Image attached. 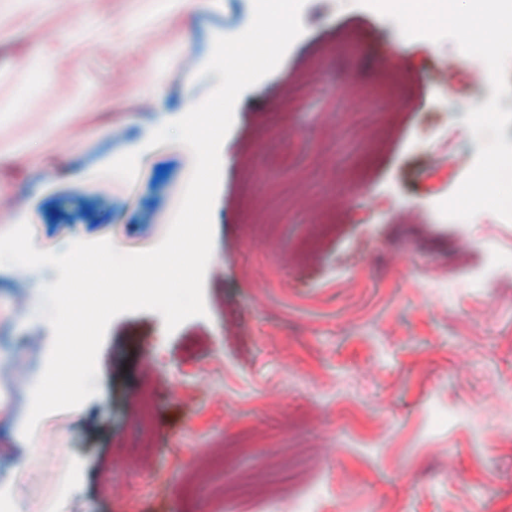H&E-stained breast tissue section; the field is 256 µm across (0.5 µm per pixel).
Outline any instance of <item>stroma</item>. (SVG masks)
Instances as JSON below:
<instances>
[{
	"instance_id": "1",
	"label": "stroma",
	"mask_w": 512,
	"mask_h": 512,
	"mask_svg": "<svg viewBox=\"0 0 512 512\" xmlns=\"http://www.w3.org/2000/svg\"><path fill=\"white\" fill-rule=\"evenodd\" d=\"M223 2L156 18L151 0H112L111 76L80 43L70 66L86 84L0 124L16 148L0 197L20 200L36 249L163 239L193 156L146 144L185 114L183 50L204 67L216 38L249 27L253 0ZM132 17L136 44L120 35ZM301 21L221 145L205 315L171 333L155 312L116 316L96 394L29 440L31 403L11 376L45 368L29 341L53 333L21 313L58 272L0 264V500L17 512H265L213 489L297 466L280 512L301 499L311 512H512V221L437 210L474 165L464 119L491 88L467 93L477 59L455 42L406 39L354 0H305ZM86 23L69 0L15 25L65 38ZM154 72L167 80L145 105ZM132 152L134 181L104 175Z\"/></svg>"
}]
</instances>
